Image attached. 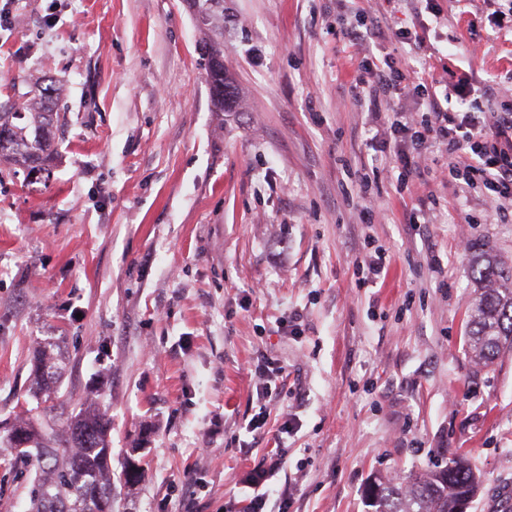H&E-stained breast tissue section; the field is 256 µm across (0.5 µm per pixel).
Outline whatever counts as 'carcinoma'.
Returning a JSON list of instances; mask_svg holds the SVG:
<instances>
[{
    "instance_id": "carcinoma-1",
    "label": "carcinoma",
    "mask_w": 512,
    "mask_h": 512,
    "mask_svg": "<svg viewBox=\"0 0 512 512\" xmlns=\"http://www.w3.org/2000/svg\"><path fill=\"white\" fill-rule=\"evenodd\" d=\"M201 25L209 31L205 42L206 80L216 108L233 104L234 92L224 76V22L215 19L219 0H190ZM60 87L51 83L9 112H0V160L42 171L57 153L56 132L65 116L53 111ZM470 273L475 298L467 324V353L486 366L512 348V265L490 248L472 256ZM31 396L41 399L56 384L52 344L36 351ZM14 430L26 445L6 436L0 460L11 469L34 471L27 512H99L98 502L112 501L111 421L96 403H82L60 429H37L28 418ZM479 477L461 456L444 467L409 472L394 480H378L365 491L371 512H456L459 499L477 494Z\"/></svg>"
}]
</instances>
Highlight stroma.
I'll return each instance as SVG.
<instances>
[{
    "mask_svg": "<svg viewBox=\"0 0 512 512\" xmlns=\"http://www.w3.org/2000/svg\"><path fill=\"white\" fill-rule=\"evenodd\" d=\"M223 2L236 99L221 112L187 0H0V102L46 77L67 119L48 171L0 162V439L38 405L30 358L48 339L61 377L40 405L99 403L113 472L144 469L137 495L116 489L122 512H241L277 443L288 512H367L371 477L455 452L483 480L469 512H512V349L483 367L465 346L471 258L512 260V204L439 178L435 147L397 192L341 26L363 6L417 31L419 54L374 55L465 70L494 87L490 110L512 98V0ZM426 200L427 224L408 225ZM378 248L389 263L361 283Z\"/></svg>",
    "mask_w": 512,
    "mask_h": 512,
    "instance_id": "obj_1",
    "label": "stroma"
}]
</instances>
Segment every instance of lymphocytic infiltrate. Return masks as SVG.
I'll list each match as a JSON object with an SVG mask.
<instances>
[{"mask_svg": "<svg viewBox=\"0 0 512 512\" xmlns=\"http://www.w3.org/2000/svg\"><path fill=\"white\" fill-rule=\"evenodd\" d=\"M343 35L360 52L350 91L369 116L383 118L385 142L392 145L401 166V185L424 177L419 161L425 150L437 146L448 155L449 177L462 187L479 186L491 198L512 200V104L505 102L500 110L485 111L480 99L493 96L491 87L472 91L468 77L453 71L442 83L412 77L393 58H376L373 46L394 38L414 53L422 38L412 32H392L366 10L356 12L354 23L345 28ZM444 96L468 99V110H445L440 103ZM404 97L421 100L423 110L412 113L391 109V102Z\"/></svg>", "mask_w": 512, "mask_h": 512, "instance_id": "obj_1", "label": "lymphocytic infiltrate"}]
</instances>
